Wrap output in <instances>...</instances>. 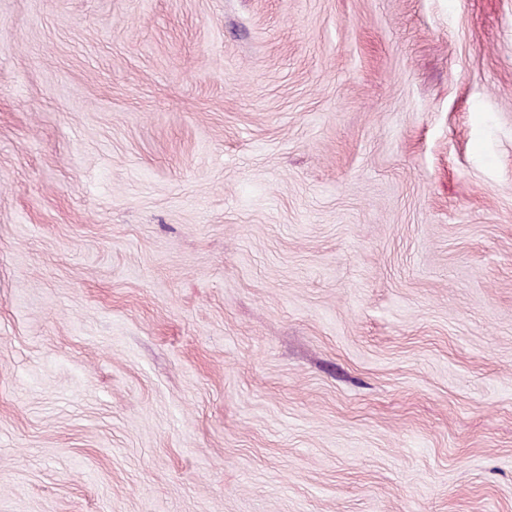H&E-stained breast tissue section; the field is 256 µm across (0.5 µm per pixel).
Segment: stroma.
<instances>
[{
    "instance_id": "1",
    "label": "stroma",
    "mask_w": 512,
    "mask_h": 512,
    "mask_svg": "<svg viewBox=\"0 0 512 512\" xmlns=\"http://www.w3.org/2000/svg\"><path fill=\"white\" fill-rule=\"evenodd\" d=\"M0 512H512V0H0Z\"/></svg>"
}]
</instances>
